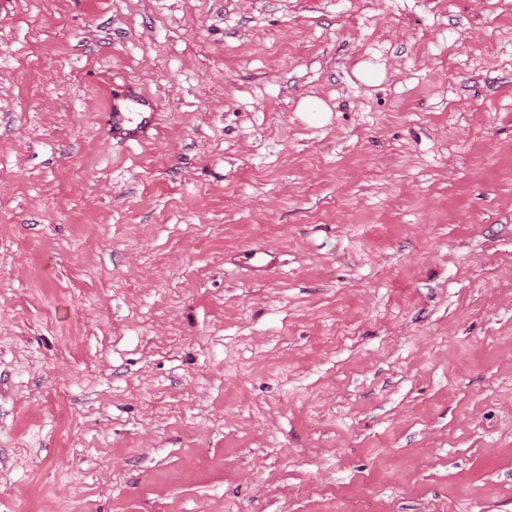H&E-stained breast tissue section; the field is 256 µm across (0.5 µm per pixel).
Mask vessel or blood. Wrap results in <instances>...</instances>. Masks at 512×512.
I'll list each match as a JSON object with an SVG mask.
<instances>
[{
	"mask_svg": "<svg viewBox=\"0 0 512 512\" xmlns=\"http://www.w3.org/2000/svg\"><path fill=\"white\" fill-rule=\"evenodd\" d=\"M156 125L157 114L151 98L131 85L113 88L104 113V127L109 139L119 143L139 141Z\"/></svg>",
	"mask_w": 512,
	"mask_h": 512,
	"instance_id": "b4317fda",
	"label": "vessel or blood"
}]
</instances>
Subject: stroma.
Wrapping results in <instances>:
<instances>
[{"instance_id": "obj_1", "label": "stroma", "mask_w": 512, "mask_h": 512, "mask_svg": "<svg viewBox=\"0 0 512 512\" xmlns=\"http://www.w3.org/2000/svg\"><path fill=\"white\" fill-rule=\"evenodd\" d=\"M0 512H512V0H0ZM154 101L132 85L114 87L104 113L106 135L117 143L141 141L156 128Z\"/></svg>"}]
</instances>
